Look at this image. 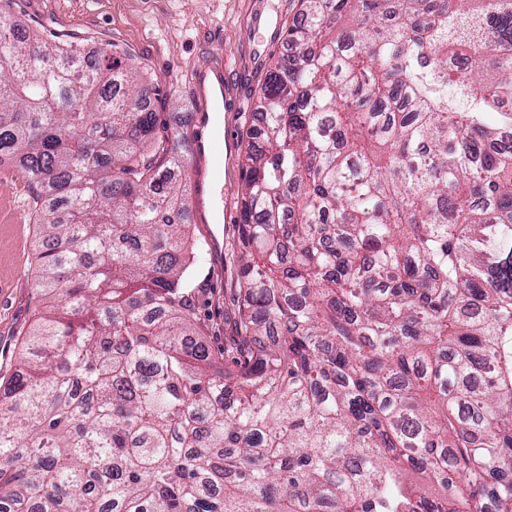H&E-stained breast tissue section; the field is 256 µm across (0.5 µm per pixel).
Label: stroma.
<instances>
[{"instance_id":"obj_1","label":"stroma","mask_w":512,"mask_h":512,"mask_svg":"<svg viewBox=\"0 0 512 512\" xmlns=\"http://www.w3.org/2000/svg\"><path fill=\"white\" fill-rule=\"evenodd\" d=\"M11 11L20 30L78 42L87 56L117 44L144 81L167 88L168 99L154 107L181 141L193 235L203 245L191 269L200 286L195 314L208 345L222 349L237 314L230 256L241 154L294 0H15ZM217 64L226 92L219 125L208 120L195 83L197 70ZM37 249L30 189L14 162L0 163V384L15 374L21 342L46 306L35 287Z\"/></svg>"}]
</instances>
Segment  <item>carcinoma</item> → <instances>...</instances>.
<instances>
[{
    "mask_svg": "<svg viewBox=\"0 0 512 512\" xmlns=\"http://www.w3.org/2000/svg\"><path fill=\"white\" fill-rule=\"evenodd\" d=\"M49 298L0 385V512H512V0H298L242 155L230 366L186 160L130 56L14 38Z\"/></svg>",
    "mask_w": 512,
    "mask_h": 512,
    "instance_id": "cac0c4a2",
    "label": "carcinoma"
}]
</instances>
